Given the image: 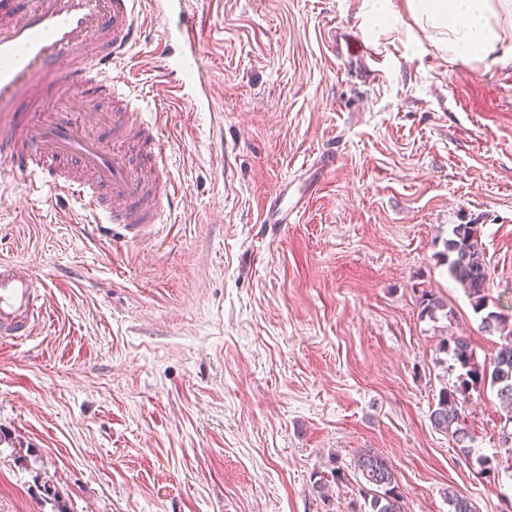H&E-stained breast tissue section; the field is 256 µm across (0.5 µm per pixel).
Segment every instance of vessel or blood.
Masks as SVG:
<instances>
[{"label": "vessel or blood", "instance_id": "obj_1", "mask_svg": "<svg viewBox=\"0 0 512 512\" xmlns=\"http://www.w3.org/2000/svg\"><path fill=\"white\" fill-rule=\"evenodd\" d=\"M149 13L166 23L159 74L168 91L212 109L189 0H0V162L30 191L74 200L84 223L126 241L144 225L168 223L182 205L163 106L145 116L114 74L135 59ZM105 90L121 103L97 113L94 137L84 114ZM296 206L283 187L267 210L282 224ZM45 312L41 278L24 262L0 260V341L31 336Z\"/></svg>", "mask_w": 512, "mask_h": 512}]
</instances>
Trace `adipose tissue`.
<instances>
[{
    "instance_id": "ef3b65f1",
    "label": "adipose tissue",
    "mask_w": 512,
    "mask_h": 512,
    "mask_svg": "<svg viewBox=\"0 0 512 512\" xmlns=\"http://www.w3.org/2000/svg\"><path fill=\"white\" fill-rule=\"evenodd\" d=\"M420 32L453 61L512 59V0H408Z\"/></svg>"
}]
</instances>
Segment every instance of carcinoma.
<instances>
[{
  "label": "carcinoma",
  "instance_id": "1",
  "mask_svg": "<svg viewBox=\"0 0 512 512\" xmlns=\"http://www.w3.org/2000/svg\"><path fill=\"white\" fill-rule=\"evenodd\" d=\"M480 224H455L445 240L444 261L449 275L463 288L474 311L481 315L480 328L488 334L512 338V316L490 309L489 274L481 242ZM420 314L434 316L445 305L430 291L421 293ZM444 346L459 364L457 384L439 392L430 414L435 429L451 434L464 453H470V440L461 410L472 393L489 386L496 390L500 403L512 408V341L501 345L490 360L475 361L468 339L452 335ZM355 475L356 491L349 502L348 512H404L403 496L396 476L388 463L377 455L360 454L348 464H339L330 471L331 478H321L316 488L322 501H330L329 486L348 481L347 471ZM448 504L453 512H476L471 500L453 487L448 488Z\"/></svg>",
  "mask_w": 512,
  "mask_h": 512
}]
</instances>
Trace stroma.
<instances>
[{
    "label": "stroma",
    "mask_w": 512,
    "mask_h": 512,
    "mask_svg": "<svg viewBox=\"0 0 512 512\" xmlns=\"http://www.w3.org/2000/svg\"><path fill=\"white\" fill-rule=\"evenodd\" d=\"M392 3L385 27L364 0H190L222 94L172 117L175 223L113 244L0 177V258L50 300L37 336L0 343V512H347L350 487L326 505L314 480L368 451L405 512H449L451 486L502 512L512 479L478 462L502 449L495 394L463 407L467 456L430 412L460 373L444 338L480 362L502 343L448 274L452 225H481L512 312V61H446ZM162 32L146 17L129 75L148 101ZM287 182L303 208L265 223ZM424 290L446 311L421 315Z\"/></svg>",
    "instance_id": "obj_1"
}]
</instances>
